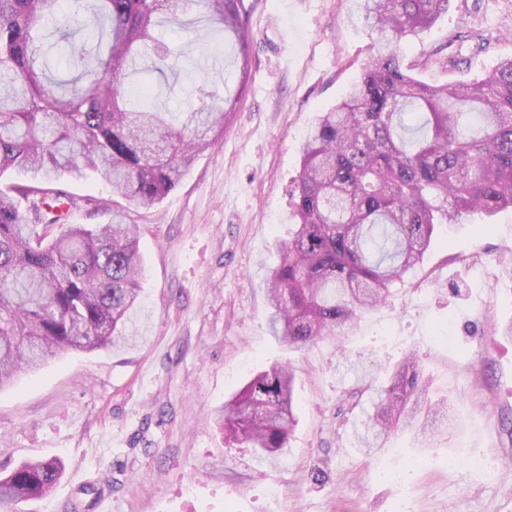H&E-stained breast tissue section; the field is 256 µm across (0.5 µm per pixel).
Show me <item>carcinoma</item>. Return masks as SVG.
<instances>
[{"label": "carcinoma", "mask_w": 512, "mask_h": 512, "mask_svg": "<svg viewBox=\"0 0 512 512\" xmlns=\"http://www.w3.org/2000/svg\"><path fill=\"white\" fill-rule=\"evenodd\" d=\"M0 0V177L31 173L42 187L0 189V388L25 368L70 349L132 342L140 303V227L117 214L108 224H63L58 204L80 200L56 186L86 170L130 206L161 202L189 165L224 137L238 98L204 81L195 103L175 114L159 107L162 88L132 89L127 70L174 69L173 49L157 38L169 0ZM360 18L387 51L378 53L335 107L319 113L303 147L291 196L294 228L267 282L272 336L301 351L351 335L369 310L420 265L439 224L468 213L512 207V58L472 82L428 84L403 67L399 49L448 11V0H356ZM211 24L238 46L240 86L250 76L244 0H204ZM92 14L94 55L70 42L74 17ZM57 17L62 49L80 71L46 75L40 23ZM294 375L276 362L255 374L219 414L227 438L275 458L296 425ZM369 452L417 417L425 393L415 355L376 389ZM61 475L55 461L24 462L0 475V512L46 496Z\"/></svg>", "instance_id": "cac0c4a2"}]
</instances>
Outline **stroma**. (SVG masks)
Segmentation results:
<instances>
[{
    "mask_svg": "<svg viewBox=\"0 0 512 512\" xmlns=\"http://www.w3.org/2000/svg\"><path fill=\"white\" fill-rule=\"evenodd\" d=\"M250 78L224 62L230 42L203 4L172 0L156 36L178 51L163 101L187 111L200 81L239 93L223 139L140 225L137 339L70 350L0 388V473L60 462L62 475L21 512H512V209L438 230L423 263L340 342L288 350L268 328L266 282L291 228L290 193L319 112L371 57L351 0H245ZM431 84L468 82L512 58V0H449L400 52ZM375 379L408 353L428 397L447 399L448 430L428 444L403 430L366 453L357 436ZM290 360L298 424L275 460L229 445L213 416L254 373ZM493 456L495 476L473 467Z\"/></svg>",
    "mask_w": 512,
    "mask_h": 512,
    "instance_id": "obj_1",
    "label": "stroma"
}]
</instances>
